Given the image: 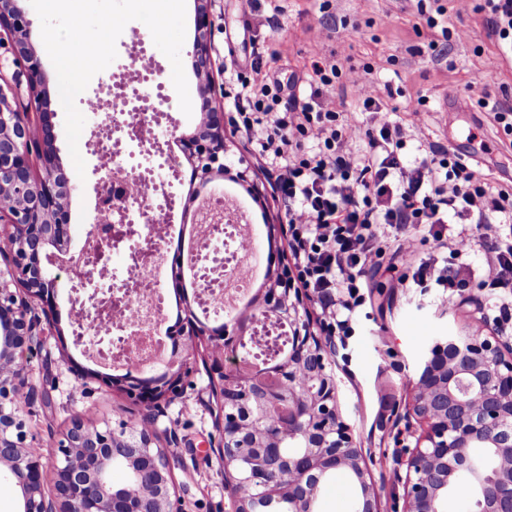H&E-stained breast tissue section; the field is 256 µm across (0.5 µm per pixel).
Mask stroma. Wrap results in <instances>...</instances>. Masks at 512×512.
Segmentation results:
<instances>
[{
	"label": "stroma",
	"mask_w": 512,
	"mask_h": 512,
	"mask_svg": "<svg viewBox=\"0 0 512 512\" xmlns=\"http://www.w3.org/2000/svg\"><path fill=\"white\" fill-rule=\"evenodd\" d=\"M186 35L181 60L192 102L191 114L179 108L171 84L169 59L150 43L151 32L142 22L126 24L116 42L117 57L111 70L130 78L135 69L133 51L138 38H147V54L166 82L162 104L177 135L168 149L176 163L180 194L170 214V234L163 241L169 254L189 251L198 237L197 206L213 193H227L240 202L246 216V234L262 241L265 260L272 267L292 265L288 240L278 229L285 223V203L275 188V175L261 162L254 144L236 131V108L230 97L233 71L249 72L260 61L269 83L283 93L302 96L310 91L311 63L335 58L341 69H370L371 80L389 84L394 94L390 106L398 110L420 108L431 140L459 155L476 160L481 171L502 183L512 182V137L496 127L481 108L483 94H512V62L488 34L480 13L446 11L443 27L431 28L418 10V0H215L211 33L213 90L224 103V135L227 177L208 184L191 181V169L177 142L178 135L192 133L204 118L199 80L190 50L195 37V0H185ZM459 29L462 40H450L445 29ZM47 95L28 102L29 111L52 113L53 147L74 190L68 200L71 217V252H78L90 228L96 203L95 186L101 175L94 150L92 123H85L78 149L85 161L77 174L66 141L65 115L59 112L55 68L42 57ZM484 78L483 87L471 86L473 75ZM263 190L253 198L251 185ZM363 306L353 314V336L347 338L336 377L344 421L361 448L364 464L378 494L380 512H403V490L394 485L389 461L395 448L392 435L416 379V364L439 337L458 331L489 330L498 314L497 297L487 288L470 286L463 295L469 303L451 305L439 288H419L399 281L397 273L379 272L369 277ZM69 278H62L52 317L60 336L47 337L42 348L29 355L28 380L43 397L20 401L28 438L43 456H51L53 444L75 417L95 422L138 412L114 382L123 368L87 359L85 348L72 335V293ZM167 299L166 324L187 325L198 310L197 291L163 279ZM193 372L183 399L165 405L157 418L161 446L181 499L182 512H230V494L213 453L220 436L214 420L218 405L209 388L212 356L208 340H198L190 352ZM85 368L83 383H76L72 366ZM112 383H104V376Z\"/></svg>",
	"instance_id": "stroma-1"
}]
</instances>
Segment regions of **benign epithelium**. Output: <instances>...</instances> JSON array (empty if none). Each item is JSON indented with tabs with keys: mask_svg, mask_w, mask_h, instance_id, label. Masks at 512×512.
<instances>
[{
	"mask_svg": "<svg viewBox=\"0 0 512 512\" xmlns=\"http://www.w3.org/2000/svg\"><path fill=\"white\" fill-rule=\"evenodd\" d=\"M212 0H197L192 65L200 78L206 119L177 138L192 178L209 183L224 175V123L211 96ZM14 37L15 86L0 87V463L22 495V512H180L167 453L158 444L154 411L184 397L192 372L186 352L207 337L212 349L209 385L219 405L218 462L232 512H274L282 488L294 512H312L331 468L352 474L359 486L354 512H379L378 497L361 451L342 418L334 367L339 355L327 325L315 324L312 293L296 288L288 272L271 270L254 315L288 323L287 355L260 372L249 360L246 321L232 330L209 328L191 316V332L159 376L131 367L120 379L127 396L149 413L88 425L77 417L61 433L47 462L27 442L20 393L33 400L24 352L43 343L58 292L60 269L70 263L67 240L72 185L52 151L51 114L22 110L24 96L45 86L31 23L18 0H0V31ZM150 107L131 116L130 132L148 131ZM39 159L43 173L33 169ZM128 291L92 310H73L92 321L112 318ZM395 439L391 475L401 485L405 512H444L459 485L468 487L475 512H512V336L479 330L436 340L417 365L413 394ZM55 476V493L43 491V471ZM126 475L123 484L112 472Z\"/></svg>",
	"mask_w": 512,
	"mask_h": 512,
	"instance_id": "obj_1",
	"label": "benign epithelium"
}]
</instances>
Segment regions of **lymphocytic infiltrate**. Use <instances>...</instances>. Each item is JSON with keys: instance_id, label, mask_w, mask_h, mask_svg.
Returning <instances> with one entry per match:
<instances>
[{"instance_id": "obj_1", "label": "lymphocytic infiltrate", "mask_w": 512, "mask_h": 512, "mask_svg": "<svg viewBox=\"0 0 512 512\" xmlns=\"http://www.w3.org/2000/svg\"><path fill=\"white\" fill-rule=\"evenodd\" d=\"M456 14L478 11L492 33L512 42V0H453ZM319 85L309 98L289 97L280 106L263 77L241 78L239 118L257 141L265 166L288 202V245L296 277L316 294L332 333L353 330L352 312L364 302L369 273L379 271L385 249L376 228L395 231V253L416 264L414 283L422 288L469 287L463 263L475 242L486 247L481 285L497 290L500 302L512 299V185L490 184L485 174L430 141L419 110L398 117L378 85L356 70L341 71L313 61ZM350 84L369 120L339 108L336 78ZM418 157L405 161L407 139ZM448 250L457 268L436 261L416 263L426 229Z\"/></svg>"}]
</instances>
